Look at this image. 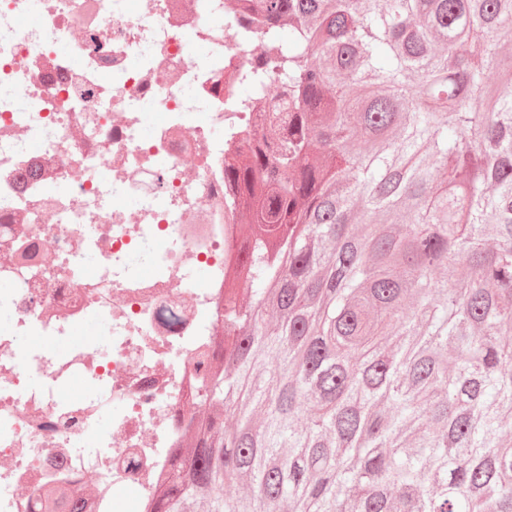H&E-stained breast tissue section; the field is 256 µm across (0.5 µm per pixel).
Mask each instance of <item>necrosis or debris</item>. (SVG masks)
I'll return each instance as SVG.
<instances>
[{
    "label": "necrosis or debris",
    "instance_id": "necrosis-or-debris-1",
    "mask_svg": "<svg viewBox=\"0 0 512 512\" xmlns=\"http://www.w3.org/2000/svg\"><path fill=\"white\" fill-rule=\"evenodd\" d=\"M236 24L224 0H0V512H37L50 484L147 512L185 438L236 229L224 157L256 125L231 75L266 55ZM91 314L107 346L59 352Z\"/></svg>",
    "mask_w": 512,
    "mask_h": 512
}]
</instances>
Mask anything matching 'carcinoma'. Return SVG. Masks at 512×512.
<instances>
[{"label":"carcinoma","mask_w":512,"mask_h":512,"mask_svg":"<svg viewBox=\"0 0 512 512\" xmlns=\"http://www.w3.org/2000/svg\"><path fill=\"white\" fill-rule=\"evenodd\" d=\"M230 10L288 111L224 161L251 224L151 512H512V0ZM242 476L254 495L225 497Z\"/></svg>","instance_id":"1"}]
</instances>
